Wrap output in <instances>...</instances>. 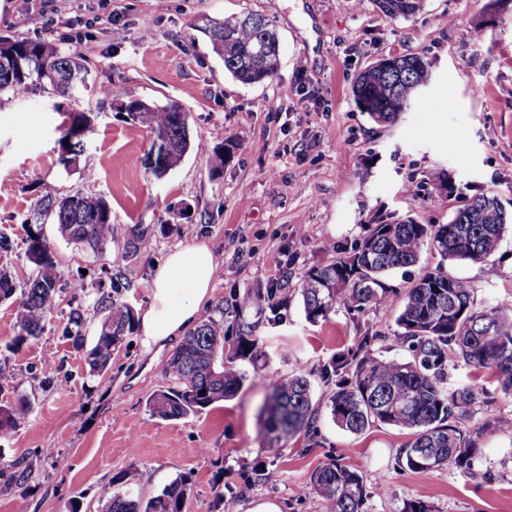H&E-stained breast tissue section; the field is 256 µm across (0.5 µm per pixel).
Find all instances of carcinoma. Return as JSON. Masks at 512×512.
I'll list each match as a JSON object with an SVG mask.
<instances>
[{
  "mask_svg": "<svg viewBox=\"0 0 512 512\" xmlns=\"http://www.w3.org/2000/svg\"><path fill=\"white\" fill-rule=\"evenodd\" d=\"M424 0H373L375 7L392 18H406L423 8ZM224 69L244 85L271 80L280 65V42L274 27L257 13L223 20L204 19L200 26ZM430 65L413 55L388 56L361 71L352 93L361 111L378 124H393L413 103L427 82ZM88 71L81 56L65 54L42 41L0 36V94H25L36 86L49 85L54 94L72 99L87 87ZM132 119L151 131L153 140L166 141L163 164L152 169L161 176L176 167L190 149L188 113L169 101L164 105L134 99L124 104ZM93 123L81 112L58 140L64 167L77 165L91 141ZM37 214L54 216L62 238L87 245L102 253L112 243V210L102 196L79 192L59 196L49 193L37 202ZM512 212L494 195L480 194L460 207L446 224H416L410 220L379 223L370 229L361 245L347 256L310 268L297 293L306 320L317 323L342 302L358 312L391 306L396 286L390 274L414 265L423 247L436 251L441 262L469 260L481 263L493 256L508 231ZM25 256L33 266L19 304V334L13 346L38 338L55 303L60 280L49 243L38 234L24 241ZM129 284L110 279L109 304L104 307L98 336L86 348L85 318L81 309L69 313L63 335L85 350L92 373L105 371L114 351L124 344L135 326L133 310L120 300ZM288 289L256 292L248 298L256 316L288 304ZM238 318V336L224 334V309L196 325L173 352L167 372L173 384L154 392L147 405L161 419L177 420L234 396L243 382L237 364L256 363L259 337L243 315ZM394 346L409 353L400 361L374 353L385 338L365 329L355 345L323 365L322 378L334 380L325 403L332 421L351 434H361L384 424L410 431L411 439L399 448L401 468L432 473L453 464L469 470L481 453L480 437L490 426L512 429V419L492 418L469 428L478 404L493 408L500 398H512V307L484 306L475 300L474 289L463 279L452 278L442 267L425 272L407 288L396 318ZM232 342L235 350L225 354ZM461 359L475 370L488 369L497 387L490 391L474 383L449 385L451 358ZM319 407L313 404L310 381L302 375L279 378L270 384L266 409L262 411L263 440L268 451L304 433L315 438ZM22 413L0 405V433L14 429ZM311 485L330 512H364L369 493L364 478L338 460H332L311 475ZM191 488L179 478L147 501L130 492L102 493V512H181Z\"/></svg>",
  "mask_w": 512,
  "mask_h": 512,
  "instance_id": "cac0c4a2",
  "label": "carcinoma"
}]
</instances>
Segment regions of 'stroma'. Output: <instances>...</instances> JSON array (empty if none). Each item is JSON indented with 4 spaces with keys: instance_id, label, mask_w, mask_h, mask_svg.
<instances>
[{
    "instance_id": "stroma-1",
    "label": "stroma",
    "mask_w": 512,
    "mask_h": 512,
    "mask_svg": "<svg viewBox=\"0 0 512 512\" xmlns=\"http://www.w3.org/2000/svg\"><path fill=\"white\" fill-rule=\"evenodd\" d=\"M247 12L262 14L281 44L280 67L261 85L235 81L198 30L204 18ZM79 20L85 36L70 41L68 25ZM114 20L123 38L111 37ZM0 35L52 44L90 68L87 90L73 101L47 88L0 97V236L13 244L0 251V268L24 285L31 266L23 242L37 233L62 277L42 335L21 348L11 346L16 307L0 303V405L25 411L0 442V512H98L104 486L146 499L180 475L191 483L186 512H250L260 501L281 512H325L309 480L333 459L363 476L366 512H401L411 500L430 512H512V434L492 428L469 471L401 469L396 456L408 431L375 425L353 435L324 410L316 447L300 433L268 452L260 408L271 378L306 376L319 402L332 389L322 366L360 330L385 333L376 354L406 353L390 341L394 307L357 313L339 303L313 324L296 297L275 321L246 305L256 291L297 288L307 269L351 252L376 222L445 224L481 193L512 211V0H426L395 20L372 0L353 9L343 0H33L27 15L0 0ZM409 54L429 62L428 83L396 125L375 124L355 105L352 83L375 61ZM132 99L175 101L189 114L191 148L163 177L142 163L149 129L120 108ZM79 111L92 114L97 132L79 166L67 170L58 140ZM226 145L230 154L217 159ZM76 190L109 201L111 257L68 243L52 219L34 222L43 195ZM137 226L149 244L129 257ZM198 242L222 271L198 318L243 308L261 356L239 363L245 380L234 397L164 420L146 401L169 386L167 361L179 337L149 349L133 331L108 370L93 374L61 328L81 307L86 338L95 340L107 264L128 279L121 299L142 315L156 267ZM440 263L423 249L392 280L406 288ZM444 266L471 283L477 302L512 305V233L484 263ZM261 465L277 470V484L254 482ZM18 466L25 482L9 478Z\"/></svg>"
}]
</instances>
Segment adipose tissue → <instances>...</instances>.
Here are the masks:
<instances>
[{
	"mask_svg": "<svg viewBox=\"0 0 512 512\" xmlns=\"http://www.w3.org/2000/svg\"><path fill=\"white\" fill-rule=\"evenodd\" d=\"M216 268L212 250L203 243L175 249L157 266L149 284L150 304L141 318L146 346L191 328L200 305L211 296Z\"/></svg>",
	"mask_w": 512,
	"mask_h": 512,
	"instance_id": "ef3b65f1",
	"label": "adipose tissue"
}]
</instances>
